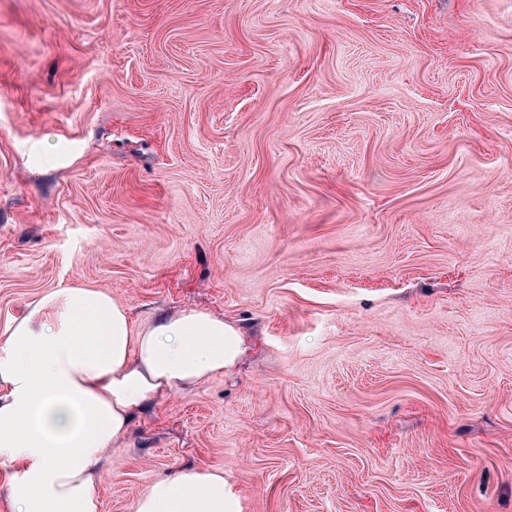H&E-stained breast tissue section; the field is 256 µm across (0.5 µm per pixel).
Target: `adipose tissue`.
Listing matches in <instances>:
<instances>
[{"label": "adipose tissue", "mask_w": 512, "mask_h": 512, "mask_svg": "<svg viewBox=\"0 0 512 512\" xmlns=\"http://www.w3.org/2000/svg\"><path fill=\"white\" fill-rule=\"evenodd\" d=\"M241 327L198 309L137 326L126 305L81 286L50 289L0 334V485L11 512H100L94 471L136 410L232 372ZM134 512H240L223 471L181 469Z\"/></svg>", "instance_id": "1"}]
</instances>
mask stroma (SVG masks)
Segmentation results:
<instances>
[{
  "label": "stroma",
  "instance_id": "1",
  "mask_svg": "<svg viewBox=\"0 0 512 512\" xmlns=\"http://www.w3.org/2000/svg\"><path fill=\"white\" fill-rule=\"evenodd\" d=\"M65 284L251 340L101 512H512V0H0V332ZM134 512H240L222 470L180 469L140 495Z\"/></svg>",
  "mask_w": 512,
  "mask_h": 512
}]
</instances>
